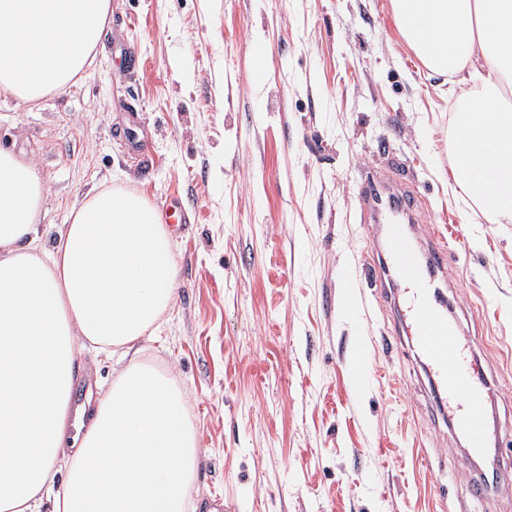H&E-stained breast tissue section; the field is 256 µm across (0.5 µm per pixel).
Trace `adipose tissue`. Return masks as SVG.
<instances>
[{"label": "adipose tissue", "instance_id": "ef3b65f1", "mask_svg": "<svg viewBox=\"0 0 512 512\" xmlns=\"http://www.w3.org/2000/svg\"><path fill=\"white\" fill-rule=\"evenodd\" d=\"M434 75L460 84L456 190L512 222V0H390ZM110 0H0V91L27 104L66 88L105 33ZM44 182L0 151V512H186L199 450L171 373L138 342L172 303L173 240L155 209L93 189L51 247ZM114 356L101 397L71 411L75 348Z\"/></svg>", "mask_w": 512, "mask_h": 512}]
</instances>
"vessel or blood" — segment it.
Masks as SVG:
<instances>
[{
  "label": "vessel or blood",
  "mask_w": 512,
  "mask_h": 512,
  "mask_svg": "<svg viewBox=\"0 0 512 512\" xmlns=\"http://www.w3.org/2000/svg\"><path fill=\"white\" fill-rule=\"evenodd\" d=\"M419 192L389 191L382 177L370 175L360 191L357 207L361 219L384 227L387 241L386 267L405 290L407 327L421 355L428 361L440 404L465 438L472 454H483L488 445L486 392L489 382L474 366L468 345L448 319L424 270L431 263L441 270L448 262L446 245H432L420 256L409 244V219L421 207Z\"/></svg>",
  "instance_id": "obj_1"
}]
</instances>
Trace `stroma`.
I'll return each mask as SVG.
<instances>
[{
  "label": "stroma",
  "instance_id": "35a3bbf8",
  "mask_svg": "<svg viewBox=\"0 0 512 512\" xmlns=\"http://www.w3.org/2000/svg\"><path fill=\"white\" fill-rule=\"evenodd\" d=\"M459 110L389 0H110L74 84L34 105L0 93V148L45 180L43 244L93 187L191 217L170 227L176 295L141 361L182 390L200 448L193 499L218 512H512V488L473 497L399 288L362 268L387 247L357 196L370 172H391L424 197L413 244L448 248L436 284L491 384L488 422L512 427V223L453 190Z\"/></svg>",
  "mask_w": 512,
  "mask_h": 512
}]
</instances>
